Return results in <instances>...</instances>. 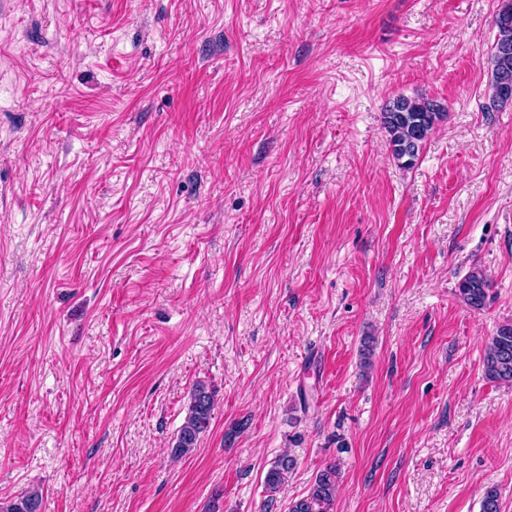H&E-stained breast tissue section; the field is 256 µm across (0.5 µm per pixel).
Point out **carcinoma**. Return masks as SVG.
<instances>
[{
  "label": "carcinoma",
  "mask_w": 512,
  "mask_h": 512,
  "mask_svg": "<svg viewBox=\"0 0 512 512\" xmlns=\"http://www.w3.org/2000/svg\"><path fill=\"white\" fill-rule=\"evenodd\" d=\"M497 34L490 58L491 101L495 107L512 103L503 97L500 86L499 48L512 45V20L507 24L494 21ZM444 117L441 107L433 100L417 96H399L390 101L382 112V123L389 136L393 156L410 166L418 157L423 144ZM490 282L484 271L472 268L458 283L459 299L472 310L483 309L488 299ZM484 375L494 382L512 385V323L501 325L485 348ZM215 404L214 390L204 381H197L188 395L184 422L179 428L170 448L177 458L186 457L197 448L198 442L209 427ZM293 459L283 455L274 462L264 477V487L274 495L293 469ZM339 470L336 464H329L320 470L310 485L308 494L293 502L289 512H333L336 498ZM42 491L31 488L7 505L0 502V512H41Z\"/></svg>",
  "instance_id": "1"
}]
</instances>
